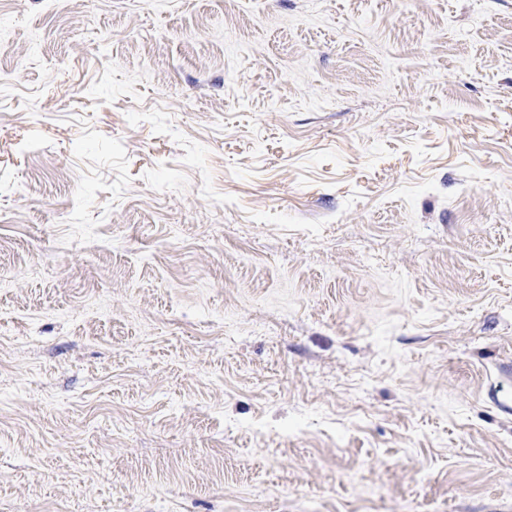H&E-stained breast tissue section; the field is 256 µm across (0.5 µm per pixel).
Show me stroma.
<instances>
[{
  "label": "stroma",
  "instance_id": "stroma-1",
  "mask_svg": "<svg viewBox=\"0 0 512 512\" xmlns=\"http://www.w3.org/2000/svg\"><path fill=\"white\" fill-rule=\"evenodd\" d=\"M0 512H512V0H0Z\"/></svg>",
  "mask_w": 512,
  "mask_h": 512
}]
</instances>
